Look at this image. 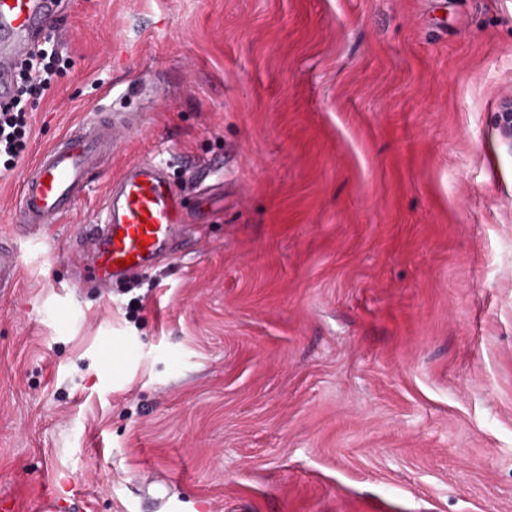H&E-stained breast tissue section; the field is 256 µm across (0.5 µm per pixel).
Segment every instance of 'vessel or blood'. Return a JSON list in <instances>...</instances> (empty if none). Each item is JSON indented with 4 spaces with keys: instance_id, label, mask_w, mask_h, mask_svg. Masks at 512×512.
Instances as JSON below:
<instances>
[{
    "instance_id": "vessel-or-blood-1",
    "label": "vessel or blood",
    "mask_w": 512,
    "mask_h": 512,
    "mask_svg": "<svg viewBox=\"0 0 512 512\" xmlns=\"http://www.w3.org/2000/svg\"><path fill=\"white\" fill-rule=\"evenodd\" d=\"M59 0H0V100L13 91V66L31 52L34 35L55 17ZM137 123L91 118L28 165L12 207L19 238L36 240L72 212L89 185V174L114 151L117 135L131 133ZM181 201L164 169L144 160L129 167L105 192L96 223L87 225L79 249L85 272L100 287L165 259L180 222ZM133 266H123V259ZM22 270L17 245L0 246V288L14 290ZM55 484L15 483L0 495V512H60Z\"/></svg>"
}]
</instances>
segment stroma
Masks as SVG:
<instances>
[{"instance_id":"stroma-1","label":"stroma","mask_w":512,"mask_h":512,"mask_svg":"<svg viewBox=\"0 0 512 512\" xmlns=\"http://www.w3.org/2000/svg\"><path fill=\"white\" fill-rule=\"evenodd\" d=\"M0 165L144 116L0 296V493L63 512H512V0H62ZM163 161L172 255L75 294L106 185ZM163 495V509L154 498ZM56 50L38 43L35 52L24 59L20 72V81L16 80L17 91L14 99L7 105H0V157L5 156V168H11L16 159L26 149L29 135L27 126V101L36 94L48 90L58 73L52 63ZM48 59V61H47ZM39 498L40 508H35L31 496ZM64 508L62 500L58 498L57 489L53 482L43 484L42 489L26 482L15 483L7 493L0 495L1 512H55Z\"/></svg>"}]
</instances>
